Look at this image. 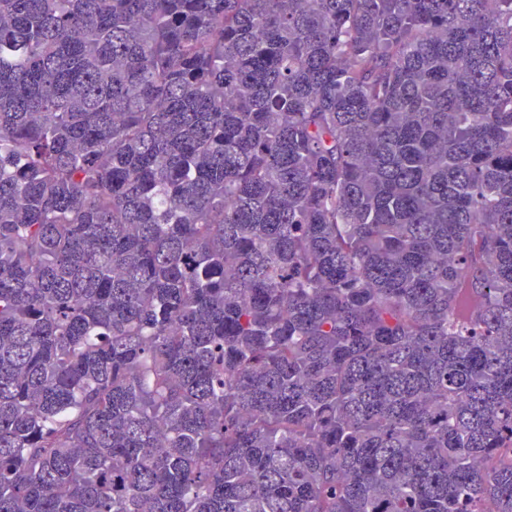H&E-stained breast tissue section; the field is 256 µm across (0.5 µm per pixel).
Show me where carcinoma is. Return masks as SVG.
Returning a JSON list of instances; mask_svg holds the SVG:
<instances>
[{
    "label": "carcinoma",
    "mask_w": 512,
    "mask_h": 512,
    "mask_svg": "<svg viewBox=\"0 0 512 512\" xmlns=\"http://www.w3.org/2000/svg\"><path fill=\"white\" fill-rule=\"evenodd\" d=\"M0 512H512V0H0Z\"/></svg>",
    "instance_id": "carcinoma-1"
}]
</instances>
